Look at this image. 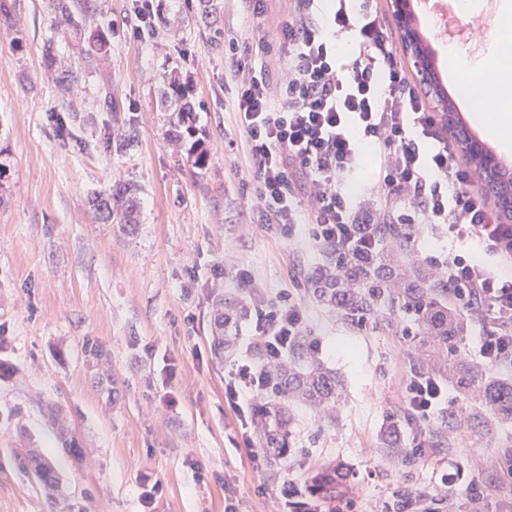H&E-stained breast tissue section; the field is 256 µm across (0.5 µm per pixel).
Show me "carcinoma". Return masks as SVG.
<instances>
[{"label": "carcinoma", "instance_id": "1", "mask_svg": "<svg viewBox=\"0 0 512 512\" xmlns=\"http://www.w3.org/2000/svg\"><path fill=\"white\" fill-rule=\"evenodd\" d=\"M90 0H50L54 23L60 29L72 31L82 40L81 51L86 58L105 53L112 44V28H83V18L77 14V4ZM402 43L406 50L428 51L425 39L414 23L412 14L401 20ZM427 94L438 112L440 124L454 132L467 130L460 112L448 96L440 80L432 76L426 81ZM189 103H184L169 121L167 138L184 147L186 158L203 168L207 152L203 140L195 137ZM490 151L480 142L469 141L464 151L469 166L479 173L497 170L490 165ZM497 203L512 209V173H498L496 181L485 188ZM140 188L131 182H115L93 194L89 207L103 224H114L125 234H132L140 224ZM364 229L388 243L387 249L374 254L347 259L341 268L325 265L311 276V288L322 303L335 308L348 323L367 327L384 311L392 314L405 311L413 315V326L406 331L424 353L421 360L409 361L415 375L437 379L448 378L466 395L476 393L481 412L475 419L512 420V381L495 379L479 364L459 360L457 344L465 339L464 321L449 302L448 279L436 275L433 265L414 249V240L405 224H366ZM224 309L216 310L212 327V346L216 358L224 359ZM278 393L284 398L295 397L314 407L335 404L340 398L336 373L319 363L306 370L282 364L273 378ZM254 420L263 434L265 448L282 454L288 445V419L284 405L271 404L258 409ZM383 447L395 456L407 457L402 448L397 425H388L381 435ZM23 459L34 481L50 498L59 490V478L54 467L35 449H25ZM307 501L297 512H336V502L348 494L346 475L334 465L324 466L307 481Z\"/></svg>", "mask_w": 512, "mask_h": 512}]
</instances>
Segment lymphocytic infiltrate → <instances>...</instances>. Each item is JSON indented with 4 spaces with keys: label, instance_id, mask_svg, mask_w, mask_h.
I'll list each match as a JSON object with an SVG mask.
<instances>
[{
    "label": "lymphocytic infiltrate",
    "instance_id": "1",
    "mask_svg": "<svg viewBox=\"0 0 512 512\" xmlns=\"http://www.w3.org/2000/svg\"><path fill=\"white\" fill-rule=\"evenodd\" d=\"M308 0L278 28L277 43L245 45L235 61L239 123L247 135L250 185L257 221L275 236L312 227V240L331 258L369 253L379 241L366 233L372 215L355 216L344 185L362 146L383 156L375 188L386 200L410 205L405 224H434L449 238L470 243L497 259L512 260V224L503 223L477 190L475 172L463 162L426 101L411 88L377 14L353 23L346 7L324 16ZM350 32L355 57L339 62L336 35ZM311 187L298 200L294 173ZM443 264L459 305L492 313L496 330L482 336L480 357L491 367L512 368V279L459 254ZM306 323L293 294L259 303L251 332L265 363L284 359ZM264 363V365H265ZM264 365L238 360L224 385L227 404L247 416L252 397L271 386Z\"/></svg>",
    "mask_w": 512,
    "mask_h": 512
}]
</instances>
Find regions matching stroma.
Listing matches in <instances>:
<instances>
[{"label": "stroma", "instance_id": "1", "mask_svg": "<svg viewBox=\"0 0 512 512\" xmlns=\"http://www.w3.org/2000/svg\"><path fill=\"white\" fill-rule=\"evenodd\" d=\"M14 29L0 28V512H224L232 488L238 512H294L305 481L334 463L349 474L354 512H386L397 494L448 498L468 512V489L481 486L485 512H512V424L466 425L479 403L449 390L437 418L404 427L405 447L423 444L415 463L380 454L389 415L408 406L409 362L422 353L405 340L409 319L378 318L360 328L312 292L298 297L307 322L301 345L341 383L334 415L288 403V448L255 466L240 446L241 425L224 400L237 359L259 360L249 318L228 328L223 359L211 351L213 295L252 306L291 291L295 273L327 264L307 225L293 239L257 224L243 193L246 135L233 110L230 43L272 34L297 0H267L264 18L250 0H218L224 42L210 43L183 0H154L155 33L133 36L135 0H92L87 27L111 25L112 45L82 60L75 39L54 26L49 0H9ZM370 5L417 91L419 66L403 47L392 0ZM180 73L209 152L205 168L178 157L165 137L162 78ZM74 74L69 94L58 79ZM379 160L363 149L346 188L361 209L385 218L376 197ZM119 180L141 185V224L125 235L96 223L90 195ZM248 271L249 284L237 278ZM103 347L118 389L109 396L86 360V342ZM152 353H145V345ZM66 415L81 446L72 456L43 411ZM37 448L55 467L61 494L49 500L23 465ZM454 489H447L448 474ZM161 489L142 499V479Z\"/></svg>", "mask_w": 512, "mask_h": 512}]
</instances>
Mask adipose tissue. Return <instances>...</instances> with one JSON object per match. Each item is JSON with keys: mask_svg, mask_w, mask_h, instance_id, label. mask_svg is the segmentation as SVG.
<instances>
[{"mask_svg": "<svg viewBox=\"0 0 512 512\" xmlns=\"http://www.w3.org/2000/svg\"><path fill=\"white\" fill-rule=\"evenodd\" d=\"M486 65L495 74L493 83H484L481 79L467 76L468 64L465 57L454 58L453 70L462 72L463 79L459 85L461 96L473 106L477 113V122L483 123L488 136H497L495 127L487 125L485 115L487 108H500L512 103V14L504 13L501 19L500 35L495 42L492 56Z\"/></svg>", "mask_w": 512, "mask_h": 512, "instance_id": "adipose-tissue-1", "label": "adipose tissue"}]
</instances>
